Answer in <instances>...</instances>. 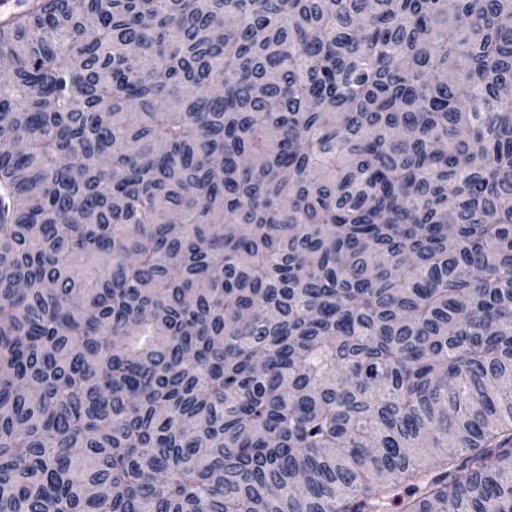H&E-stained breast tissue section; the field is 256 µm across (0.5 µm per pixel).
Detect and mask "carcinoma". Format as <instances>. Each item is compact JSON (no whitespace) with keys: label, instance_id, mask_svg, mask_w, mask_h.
<instances>
[{"label":"carcinoma","instance_id":"cac0c4a2","mask_svg":"<svg viewBox=\"0 0 512 512\" xmlns=\"http://www.w3.org/2000/svg\"><path fill=\"white\" fill-rule=\"evenodd\" d=\"M0 61V512H512V0H34Z\"/></svg>","mask_w":512,"mask_h":512}]
</instances>
